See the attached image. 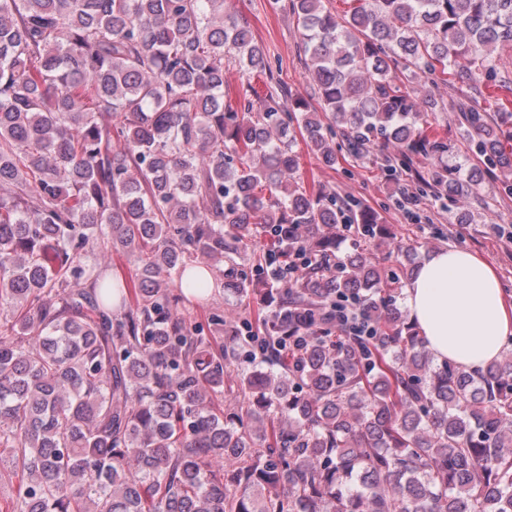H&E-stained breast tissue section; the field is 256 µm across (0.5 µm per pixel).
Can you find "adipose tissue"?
I'll return each mask as SVG.
<instances>
[{"label": "adipose tissue", "mask_w": 512, "mask_h": 512, "mask_svg": "<svg viewBox=\"0 0 512 512\" xmlns=\"http://www.w3.org/2000/svg\"><path fill=\"white\" fill-rule=\"evenodd\" d=\"M404 294L410 320L438 359L477 371L499 359L512 335V305L494 269L467 249L431 253Z\"/></svg>", "instance_id": "adipose-tissue-1"}]
</instances>
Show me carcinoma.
<instances>
[{
	"label": "carcinoma",
	"mask_w": 512,
	"mask_h": 512,
	"mask_svg": "<svg viewBox=\"0 0 512 512\" xmlns=\"http://www.w3.org/2000/svg\"><path fill=\"white\" fill-rule=\"evenodd\" d=\"M271 6L295 19L318 111L224 0H0L9 512H512V348L477 372L437 361L402 305L413 249L305 187L297 151L331 169L448 151L429 88L498 76L512 0ZM228 63L272 90L231 89ZM458 111L469 154L511 172L512 101ZM478 186L442 169L420 191ZM114 255L131 282L105 278ZM219 288L257 309L179 313ZM348 302L371 335L339 321Z\"/></svg>",
	"instance_id": "carcinoma-1"
}]
</instances>
